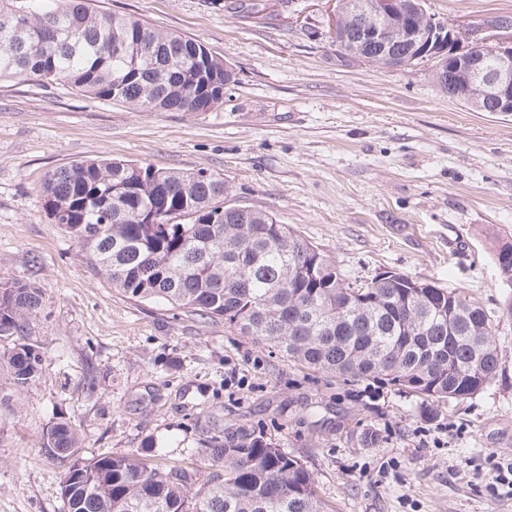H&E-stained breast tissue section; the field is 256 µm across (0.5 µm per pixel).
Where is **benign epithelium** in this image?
Returning a JSON list of instances; mask_svg holds the SVG:
<instances>
[{"mask_svg": "<svg viewBox=\"0 0 512 512\" xmlns=\"http://www.w3.org/2000/svg\"><path fill=\"white\" fill-rule=\"evenodd\" d=\"M331 28L345 15L356 17L349 35L350 48L362 60L402 67L412 58L446 54L448 71L436 78L448 84V97L478 112L512 115V36L481 37L452 28L427 14L423 0H332ZM465 41L467 48L457 44ZM491 45L496 60L488 65L482 48Z\"/></svg>", "mask_w": 512, "mask_h": 512, "instance_id": "obj_1", "label": "benign epithelium"}]
</instances>
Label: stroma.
<instances>
[{
	"label": "stroma",
	"mask_w": 512,
	"mask_h": 512,
	"mask_svg": "<svg viewBox=\"0 0 512 512\" xmlns=\"http://www.w3.org/2000/svg\"><path fill=\"white\" fill-rule=\"evenodd\" d=\"M99 0L203 42L234 85L209 112H134L64 84L0 81V281L41 288L23 336L41 377L0 368V512H62L56 421L81 457L153 446L185 466L213 427H245L300 458L335 512H512V315L493 259L512 242V115L449 100L435 61L382 68L337 52L326 0ZM461 29L512 21V0H425ZM109 158L204 170L227 206L273 212L347 282L391 270L477 300L501 357L482 391L426 412L420 397L309 369L224 326L126 298L54 224L46 174Z\"/></svg>",
	"instance_id": "35a3bbf8"
}]
</instances>
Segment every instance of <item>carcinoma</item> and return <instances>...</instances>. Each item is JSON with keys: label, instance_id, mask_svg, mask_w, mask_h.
<instances>
[{"label": "carcinoma", "instance_id": "cac0c4a2", "mask_svg": "<svg viewBox=\"0 0 512 512\" xmlns=\"http://www.w3.org/2000/svg\"><path fill=\"white\" fill-rule=\"evenodd\" d=\"M55 0L36 9L0 0V80L63 82L134 112H209L224 102L230 63L197 39L95 7ZM23 45L17 51L16 45ZM224 179L128 161L53 171L44 202L92 269L134 301H164L222 320L306 367L380 380L427 405L470 398L495 378L499 351L485 309L462 292L406 288L401 274L354 287L326 255L264 210L213 219ZM186 216L187 222L171 219ZM496 264L512 282V243ZM41 288L0 282V336L22 335ZM15 385L42 373L32 345L3 354ZM55 423L45 448L65 467L64 512H329L301 460L244 427L212 435L196 467L157 463L154 448L89 459Z\"/></svg>", "mask_w": 512, "mask_h": 512}]
</instances>
